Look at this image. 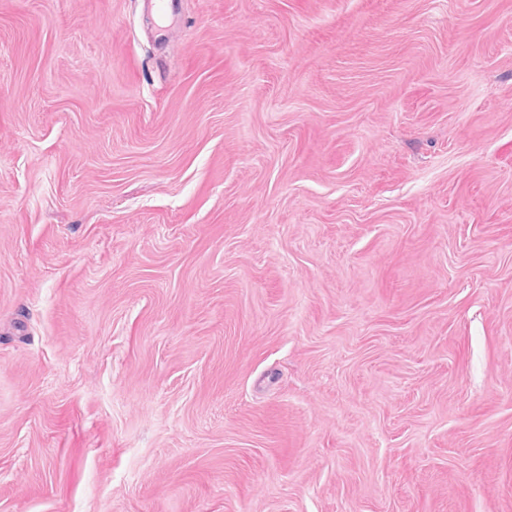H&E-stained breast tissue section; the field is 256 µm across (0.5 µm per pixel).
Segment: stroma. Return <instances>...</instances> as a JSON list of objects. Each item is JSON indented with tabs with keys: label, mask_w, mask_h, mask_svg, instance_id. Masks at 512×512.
<instances>
[{
	"label": "stroma",
	"mask_w": 512,
	"mask_h": 512,
	"mask_svg": "<svg viewBox=\"0 0 512 512\" xmlns=\"http://www.w3.org/2000/svg\"><path fill=\"white\" fill-rule=\"evenodd\" d=\"M0 0V512H512V0Z\"/></svg>",
	"instance_id": "stroma-1"
}]
</instances>
